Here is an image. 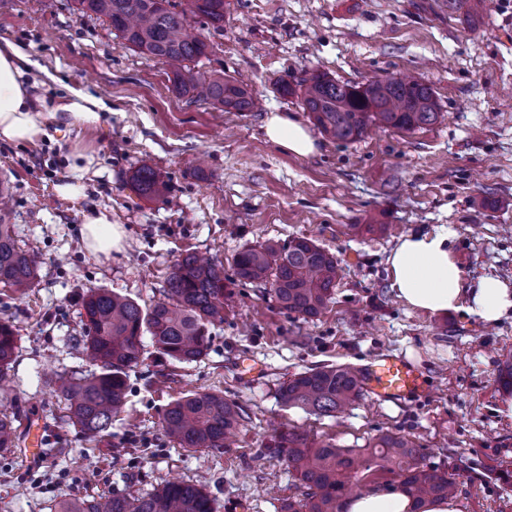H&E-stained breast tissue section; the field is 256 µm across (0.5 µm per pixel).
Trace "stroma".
Segmentation results:
<instances>
[{"instance_id": "1", "label": "stroma", "mask_w": 512, "mask_h": 512, "mask_svg": "<svg viewBox=\"0 0 512 512\" xmlns=\"http://www.w3.org/2000/svg\"><path fill=\"white\" fill-rule=\"evenodd\" d=\"M17 44L32 78L55 99L71 87L112 108L104 124H60L32 143L0 142V179L10 185L8 220L40 263L26 297L0 287V319L20 332L12 398L23 426L42 425L61 454L29 463L0 452V512H57L76 496L145 495L187 480L217 512H278L297 480L274 447L296 430L356 448L383 432L413 439L425 464L452 467L461 512H512V393L497 381L512 361V311L486 324L463 310L409 309L390 286L387 258L412 232L454 231L452 249L467 287L493 276L512 284V0H486L473 29L442 0H225L224 31L200 69L248 84L250 112H225L175 94L167 66L133 51L101 19L70 0H0V41ZM324 72L364 84L419 75L441 116L413 132L373 129L362 140L324 136L281 81ZM275 112L309 126L315 154L269 142ZM90 160L75 173L76 156ZM149 159L167 184L140 196L132 173ZM80 179L83 193L56 188ZM111 212L125 231L104 255L83 237L87 213ZM351 224H382L356 236ZM307 237L335 255L332 299L313 321L281 310L269 291L236 286L224 321L211 329L202 362L160 364L151 340L129 376L128 402L98 443L67 424L45 386L89 370L69 339L81 330L80 296L106 288L141 306L163 300L168 274L195 252L232 274L244 247ZM404 355L425 391L399 402L364 398L337 417L283 406L279 382L317 364L354 367ZM191 390L239 404L249 420L229 448H180L162 428L167 404Z\"/></svg>"}]
</instances>
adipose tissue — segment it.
Segmentation results:
<instances>
[{
    "mask_svg": "<svg viewBox=\"0 0 512 512\" xmlns=\"http://www.w3.org/2000/svg\"><path fill=\"white\" fill-rule=\"evenodd\" d=\"M28 57L19 46L0 42V142H32L46 137L47 123L64 119L67 123H102L108 105L99 97L68 89L56 105H48L40 93L39 81L30 79ZM269 141L298 156L317 151L314 138L300 122L276 112L265 126ZM85 241L96 253L120 248L123 230L114 224L109 211H93L85 219ZM448 227L430 232L410 233L400 238L388 257L391 287L414 310L443 313L465 309L485 322L497 321L512 308V288L496 278L481 279L475 288L465 286L456 263ZM344 512H459L454 500H429L415 505L400 487L372 491L347 499Z\"/></svg>",
    "mask_w": 512,
    "mask_h": 512,
    "instance_id": "1",
    "label": "adipose tissue"
}]
</instances>
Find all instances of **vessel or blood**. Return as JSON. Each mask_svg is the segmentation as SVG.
<instances>
[{"label":"vessel or blood","instance_id":"1","mask_svg":"<svg viewBox=\"0 0 512 512\" xmlns=\"http://www.w3.org/2000/svg\"><path fill=\"white\" fill-rule=\"evenodd\" d=\"M358 376L364 393L379 401H400L425 388L420 372L403 357L391 354L372 358L359 368Z\"/></svg>","mask_w":512,"mask_h":512}]
</instances>
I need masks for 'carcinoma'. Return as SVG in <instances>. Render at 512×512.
Instances as JSON below:
<instances>
[{"label": "carcinoma", "instance_id": "carcinoma-1", "mask_svg": "<svg viewBox=\"0 0 512 512\" xmlns=\"http://www.w3.org/2000/svg\"><path fill=\"white\" fill-rule=\"evenodd\" d=\"M448 12L462 13L474 26L482 0H443ZM78 13L109 23L141 55L169 66L173 91L206 101L226 112H248L255 101L250 89L214 72L198 70L211 42L192 32L199 19L215 34L224 32V0H73ZM285 94L299 92L304 111L330 139L351 143L368 128L383 125L410 132L435 124L440 108L432 87L413 76H386L351 84L314 73L298 88L283 83ZM138 193L159 197L166 190L150 160L132 174ZM336 257L301 237L286 245L267 240L247 246L234 259V278L224 264L193 253L181 256L167 278L165 300L143 308L132 298L106 288H90L81 297L82 328L72 339L93 366L82 376L61 373L47 386L64 402L68 421L94 440L112 435V419L125 411L129 372L140 361L149 335L162 362L190 364L210 349V327L224 322V308L237 284L270 285L280 309L305 320L319 317L336 287ZM37 256L21 244L14 225L0 215V284L23 297L39 285ZM12 322L0 320V401L7 399L18 348ZM364 395L357 369L345 365L310 368L282 383L276 396L298 407L335 418ZM17 416L0 409V449L16 447ZM246 413L213 392H193L170 403L163 414L167 437L182 448L219 449L245 426ZM277 448L298 480L301 497L282 503L280 512H343L352 490L374 491L397 481L416 503L457 495L455 474L423 463L416 443L384 433L360 448L317 444L297 431L278 435ZM59 512H216L214 499L188 481L169 482L136 497L114 495L104 501L73 498Z\"/></svg>", "mask_w": 512, "mask_h": 512}]
</instances>
